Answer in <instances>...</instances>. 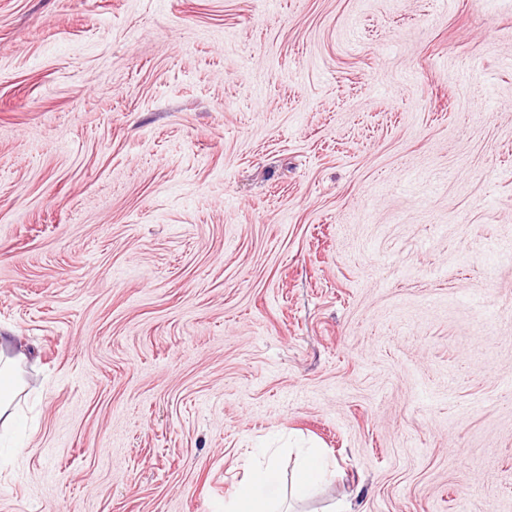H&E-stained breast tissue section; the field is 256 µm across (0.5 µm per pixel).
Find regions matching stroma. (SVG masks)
Instances as JSON below:
<instances>
[{"label": "stroma", "instance_id": "35a3bbf8", "mask_svg": "<svg viewBox=\"0 0 512 512\" xmlns=\"http://www.w3.org/2000/svg\"><path fill=\"white\" fill-rule=\"evenodd\" d=\"M511 242L512 0H0V512H512ZM11 346L10 336H0V417L10 405V389L17 382V370L14 361L3 358V348ZM276 484V466L268 460L264 467L255 469L238 487L233 504L225 512H269L265 511L273 501Z\"/></svg>", "mask_w": 512, "mask_h": 512}]
</instances>
